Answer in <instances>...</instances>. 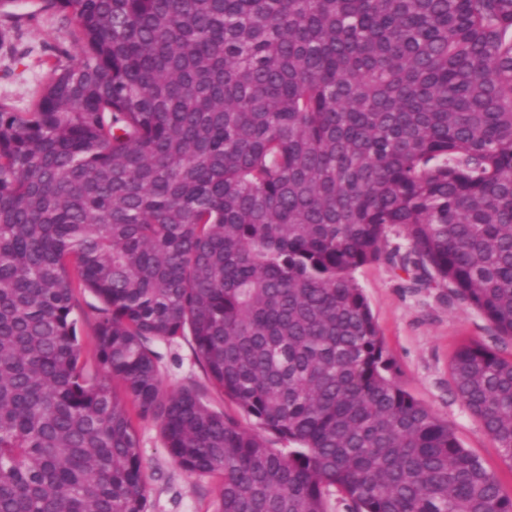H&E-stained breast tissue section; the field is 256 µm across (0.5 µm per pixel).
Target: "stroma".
<instances>
[{"mask_svg":"<svg viewBox=\"0 0 512 512\" xmlns=\"http://www.w3.org/2000/svg\"><path fill=\"white\" fill-rule=\"evenodd\" d=\"M0 104L14 112L28 109L40 96L50 64L70 49L59 15L42 7L41 0H16L0 17ZM356 281L369 303L380 337L397 367V379L436 417L447 421L461 445L494 472L505 494H512V464L454 393L450 363L463 343L491 344L489 322L449 288L412 287L397 264L380 260L359 268ZM159 371L167 390L193 387L204 392L213 408L231 411L210 384L186 341L155 342ZM136 431L145 462L149 512H213L215 481L189 474L168 456L160 426L137 420Z\"/></svg>","mask_w":512,"mask_h":512,"instance_id":"1","label":"stroma"}]
</instances>
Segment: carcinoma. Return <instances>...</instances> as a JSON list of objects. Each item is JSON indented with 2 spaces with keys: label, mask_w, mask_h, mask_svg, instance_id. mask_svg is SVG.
<instances>
[{
  "label": "carcinoma",
  "mask_w": 512,
  "mask_h": 512,
  "mask_svg": "<svg viewBox=\"0 0 512 512\" xmlns=\"http://www.w3.org/2000/svg\"><path fill=\"white\" fill-rule=\"evenodd\" d=\"M43 2L76 53L0 106V512H147L129 403L214 512H512L354 277L397 258L512 344V0ZM186 336L254 428L165 390ZM450 371L512 464V357ZM78 306L74 310V318L77 320L78 333L81 342L91 355L93 347V329L96 312L94 306L98 304L92 294L85 291L77 295Z\"/></svg>",
  "instance_id": "cac0c4a2"
}]
</instances>
